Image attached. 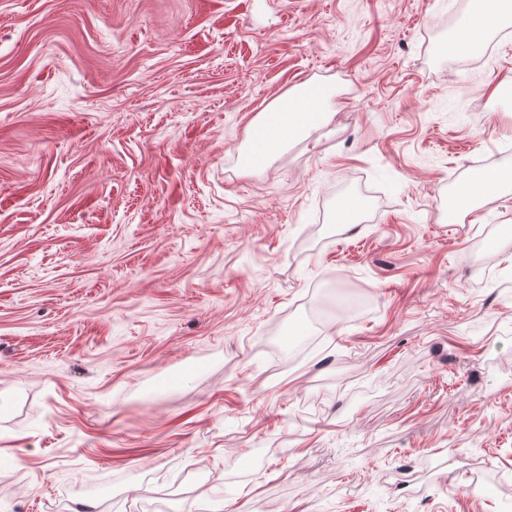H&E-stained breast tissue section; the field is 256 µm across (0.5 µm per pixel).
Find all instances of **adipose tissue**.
Instances as JSON below:
<instances>
[{"label":"adipose tissue","mask_w":512,"mask_h":512,"mask_svg":"<svg viewBox=\"0 0 512 512\" xmlns=\"http://www.w3.org/2000/svg\"><path fill=\"white\" fill-rule=\"evenodd\" d=\"M512 20V0H476L467 20L449 39L444 50L457 56L477 48L500 26ZM327 111L317 99L301 98L266 113L251 134L252 161L260 162L277 152L289 139L304 134L313 124L324 121ZM512 185V169H486L455 195L458 210L470 211L492 191Z\"/></svg>","instance_id":"obj_1"}]
</instances>
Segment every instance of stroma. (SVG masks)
I'll return each instance as SVG.
<instances>
[{"label":"stroma","instance_id":"1","mask_svg":"<svg viewBox=\"0 0 512 512\" xmlns=\"http://www.w3.org/2000/svg\"><path fill=\"white\" fill-rule=\"evenodd\" d=\"M471 10L0 0V504L512 512V189L448 220L512 168V25L443 50ZM328 114L323 101L318 102L316 98L292 100L266 113L252 130L251 160H265L289 139L304 134L313 124L324 121ZM512 169L496 168L486 169L465 184L455 195L452 211L448 214L449 222L455 223V213L472 211L477 204L495 189L511 187ZM456 202V204H455ZM457 205V207H456Z\"/></svg>","mask_w":512,"mask_h":512}]
</instances>
